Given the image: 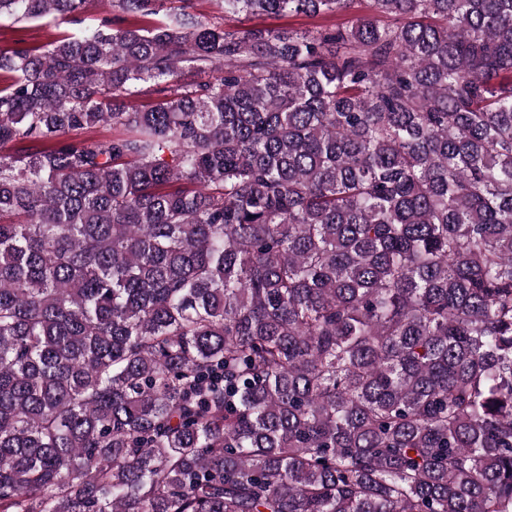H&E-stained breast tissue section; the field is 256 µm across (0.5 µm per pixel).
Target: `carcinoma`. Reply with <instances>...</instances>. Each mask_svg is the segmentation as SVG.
<instances>
[{
  "label": "carcinoma",
  "instance_id": "1",
  "mask_svg": "<svg viewBox=\"0 0 512 512\" xmlns=\"http://www.w3.org/2000/svg\"><path fill=\"white\" fill-rule=\"evenodd\" d=\"M180 2L0 52V512H512V0ZM351 15L324 18H310L303 15H284V16H256L252 20L243 19L242 24L245 26L255 25L258 27L283 28L297 32H308L316 30L321 25L346 22Z\"/></svg>",
  "mask_w": 512,
  "mask_h": 512
}]
</instances>
